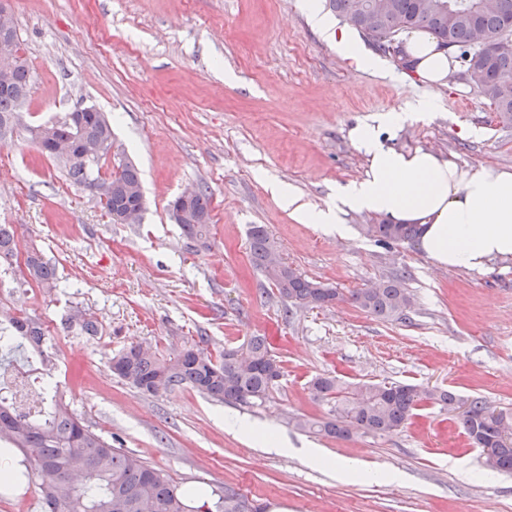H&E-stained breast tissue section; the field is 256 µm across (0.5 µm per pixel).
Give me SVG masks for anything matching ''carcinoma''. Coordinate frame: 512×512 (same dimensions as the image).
<instances>
[{"instance_id": "carcinoma-1", "label": "carcinoma", "mask_w": 512, "mask_h": 512, "mask_svg": "<svg viewBox=\"0 0 512 512\" xmlns=\"http://www.w3.org/2000/svg\"><path fill=\"white\" fill-rule=\"evenodd\" d=\"M423 0H388L389 8L366 20L358 12L360 0H329L330 9L354 27L364 39L383 52L400 33L423 28L440 44L464 47L475 26L499 37L512 35V0H502L496 14H483L468 7L448 19V12H429ZM19 55L3 65L0 76V140L13 131L19 101L27 100L32 72L22 42ZM474 66L480 72L477 89L495 107L500 118L512 121V50L490 45L477 54ZM37 147L50 142L77 146L84 140L95 141L102 152L92 161L64 160L68 176L98 196L113 223V214L143 209L144 192L138 169L129 160L121 162L109 178L100 175V161L112 151V125L98 112H71L63 120L28 128ZM207 189L198 188L190 201L194 214H210ZM183 236L198 245L207 243L211 225L184 221L179 224ZM368 233L386 245L416 241L418 224H372ZM17 254L15 230L0 224V267L9 270ZM26 274L20 284L35 283L48 290L57 287L56 267L42 252L27 251ZM279 255L276 242L262 226L250 234L253 266L276 288L285 311L324 308L344 300L338 289L307 278L284 264L268 266L271 256ZM349 301L364 312L383 320L401 319L412 307L410 293L396 277L374 288L350 294ZM69 327L94 334L98 324L80 311L69 318ZM49 331L39 318L0 307V362L19 348L21 338L40 349L43 362L51 363L43 351ZM110 371L136 390L150 395L189 387L217 402L240 406H261L269 398L282 376L281 361L272 354L266 338L253 336L240 347L213 354L192 343L165 354L138 344L119 351L109 359ZM313 399L330 405L327 416L312 418L291 415L288 424L297 430L339 440L396 433L409 423L423 405L453 410L465 407L460 427L470 444L481 450L485 465L497 472L512 473V414L494 411L479 395L462 396L450 390L406 383L345 384L335 376H316L309 382ZM39 397L47 412L37 414L19 409L7 395H0V441L21 452L39 479L42 512H240L238 493L224 490L214 502L187 495L162 470L149 465L139 455L112 446V441L93 431L72 412L53 387L39 388Z\"/></svg>"}]
</instances>
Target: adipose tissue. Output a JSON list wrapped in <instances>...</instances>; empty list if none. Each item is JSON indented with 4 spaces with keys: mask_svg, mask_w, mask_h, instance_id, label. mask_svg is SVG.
I'll use <instances>...</instances> for the list:
<instances>
[{
    "mask_svg": "<svg viewBox=\"0 0 512 512\" xmlns=\"http://www.w3.org/2000/svg\"><path fill=\"white\" fill-rule=\"evenodd\" d=\"M303 10L312 28L356 68H381L380 59L360 46L351 28L323 14L319 0H303ZM404 51L425 85H447L450 57L427 31L406 35ZM407 118L404 112H386L351 130L352 141L367 155V167L327 208H311L294 189L279 183L272 184V194L303 223L340 236L347 231L342 216L349 210L421 225L419 248L441 266L480 271L491 260L512 258V170L492 165L462 169L431 151L385 147L384 136Z\"/></svg>",
    "mask_w": 512,
    "mask_h": 512,
    "instance_id": "adipose-tissue-1",
    "label": "adipose tissue"
}]
</instances>
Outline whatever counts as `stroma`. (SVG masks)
Returning a JSON list of instances; mask_svg holds the SVG:
<instances>
[{
	"label": "stroma",
	"instance_id": "35a3bbf8",
	"mask_svg": "<svg viewBox=\"0 0 512 512\" xmlns=\"http://www.w3.org/2000/svg\"><path fill=\"white\" fill-rule=\"evenodd\" d=\"M32 89L12 140L0 144V224L55 264L53 291L0 276V301L41 318L54 345L51 373L92 430L183 486L231 488L265 512H512V474L487 470L456 415L419 410L402 431L350 440L313 437L290 414L323 416L309 381L402 382L487 397L512 412V258L483 271L436 265L418 245L384 248L368 234L383 216L351 211L339 237L302 223L269 186L311 207L360 179L367 156L349 133L383 112L437 103L388 147L433 151L461 168L512 169V122L460 73L431 88L383 55L381 70L350 65L309 24L299 0H14ZM92 106L112 122L109 176L138 168L141 223L115 224L26 128ZM207 188L208 247L188 244L169 205ZM264 226L283 263L345 299L286 314L254 268L248 232ZM393 277L413 297L406 320L374 318L346 296ZM100 332L67 329L74 310ZM266 337L284 375L264 406L219 403L188 388L145 395L108 367L120 349L168 353L194 342L217 352ZM287 443L264 448L229 415ZM357 460L353 477L309 464L306 451Z\"/></svg>",
	"mask_w": 512,
	"mask_h": 512
}]
</instances>
